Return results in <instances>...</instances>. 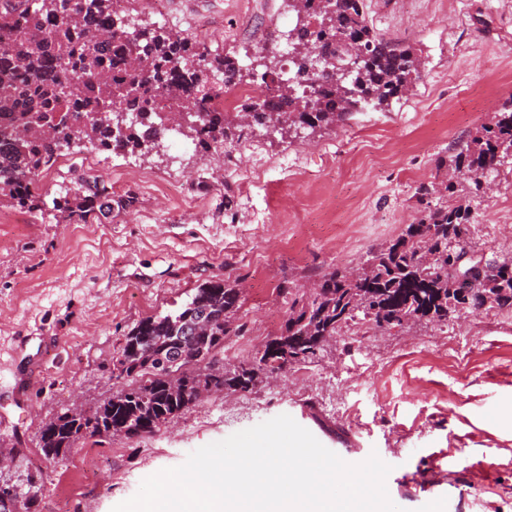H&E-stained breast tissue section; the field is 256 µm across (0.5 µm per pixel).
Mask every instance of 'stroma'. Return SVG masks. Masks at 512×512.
<instances>
[{"label":"stroma","mask_w":512,"mask_h":512,"mask_svg":"<svg viewBox=\"0 0 512 512\" xmlns=\"http://www.w3.org/2000/svg\"><path fill=\"white\" fill-rule=\"evenodd\" d=\"M173 0L169 31L212 39L235 55L250 30L295 26L287 0ZM367 19L421 57V76L389 107L358 112L317 132L258 129L231 156L199 149L98 164L88 149L65 155L42 180L34 215L0 207V483L38 471L40 512H111L142 481L189 453L276 416L303 427L317 415L356 442L343 456L371 454L392 470L391 501L403 512H512V311L481 310L446 325L424 321L377 330L366 348L336 337L309 363L263 379L249 392L215 393L134 441L93 437L54 459L39 448L42 425L68 409L91 410L112 391L111 365L142 318L185 303L207 281L241 289L242 335L224 360L237 364L276 334L287 289L307 290L333 269L352 268L370 248L420 216L415 196L437 159H451L512 98V0H367ZM273 162L263 181L250 172ZM133 192L138 202L99 224L55 219L54 198L71 185L69 165ZM491 190L472 206L473 241L487 260L512 257V167L485 175ZM46 376L24 405L7 391L41 353ZM96 477L72 486L77 466Z\"/></svg>","instance_id":"obj_1"}]
</instances>
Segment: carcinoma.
I'll use <instances>...</instances> for the list:
<instances>
[{
	"label": "carcinoma",
	"mask_w": 512,
	"mask_h": 512,
	"mask_svg": "<svg viewBox=\"0 0 512 512\" xmlns=\"http://www.w3.org/2000/svg\"><path fill=\"white\" fill-rule=\"evenodd\" d=\"M122 0H0V207L43 211L38 176L53 168L64 149H112L146 154L158 146L168 115L189 112L184 135L208 152L241 138L250 128H330L367 106L381 109L405 96L419 75L420 60L403 42L376 34L365 0H288L301 21L288 31L296 75L265 69L266 90L236 114L216 112L209 102L222 86L244 84L238 60L212 52L161 26L133 30L121 15ZM360 49L351 82L327 71L312 72L313 59L336 55V36ZM126 113L118 121L117 113ZM124 130H118L119 124ZM512 159V99L495 113L451 160V177L421 185L423 215L396 238L370 249L355 272L333 270L310 293L288 301L280 333L232 369L224 367V339L242 335L236 323L240 289L227 280L208 281L177 311L148 316L125 334L119 356L124 374L115 391L90 412L66 410L41 428L47 457L95 436L133 439L150 434L194 407L203 395L226 389L248 392L271 371L268 362L291 367L317 356L289 355L309 336H338L358 323L374 329L425 320L446 324L485 306L512 310V260L497 262L477 293L455 286L452 256L470 246L471 209L452 204L461 185L483 190L486 173ZM74 173V187L53 201L68 223L91 224L134 206L133 193L113 196L98 176ZM182 356L174 385L160 360ZM38 475L16 486L24 512H37Z\"/></svg>",
	"instance_id": "obj_1"
}]
</instances>
